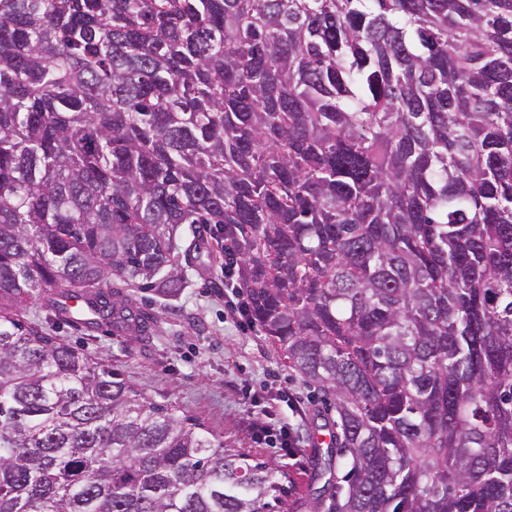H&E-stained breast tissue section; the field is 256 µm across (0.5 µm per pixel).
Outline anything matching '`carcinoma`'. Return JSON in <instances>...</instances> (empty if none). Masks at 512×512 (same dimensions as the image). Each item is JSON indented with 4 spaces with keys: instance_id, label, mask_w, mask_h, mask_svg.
Returning a JSON list of instances; mask_svg holds the SVG:
<instances>
[{
    "instance_id": "obj_1",
    "label": "carcinoma",
    "mask_w": 512,
    "mask_h": 512,
    "mask_svg": "<svg viewBox=\"0 0 512 512\" xmlns=\"http://www.w3.org/2000/svg\"><path fill=\"white\" fill-rule=\"evenodd\" d=\"M215 243L328 411L304 506L512 512V0H0V512H269L22 319L146 334Z\"/></svg>"
}]
</instances>
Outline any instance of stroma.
I'll use <instances>...</instances> for the list:
<instances>
[{
    "mask_svg": "<svg viewBox=\"0 0 512 512\" xmlns=\"http://www.w3.org/2000/svg\"><path fill=\"white\" fill-rule=\"evenodd\" d=\"M132 294L136 308L158 317L154 330L139 339L104 323L88 327L60 321L39 302L27 307L23 319L104 361L152 401L200 421L231 451L275 464L280 483H291L292 489L273 512H286L292 500L311 494V448L322 406L288 371L262 331L234 322L222 264L194 265L186 287L172 295L140 288ZM266 417L291 432L297 454L269 447L258 437L257 425Z\"/></svg>",
    "mask_w": 512,
    "mask_h": 512,
    "instance_id": "35a3bbf8",
    "label": "stroma"
}]
</instances>
